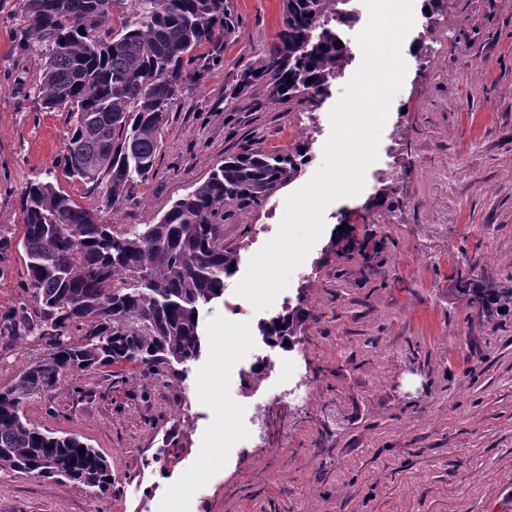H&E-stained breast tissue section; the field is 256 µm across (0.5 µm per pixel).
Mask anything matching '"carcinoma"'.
<instances>
[{"label": "carcinoma", "mask_w": 512, "mask_h": 512, "mask_svg": "<svg viewBox=\"0 0 512 512\" xmlns=\"http://www.w3.org/2000/svg\"><path fill=\"white\" fill-rule=\"evenodd\" d=\"M348 0H283V28L261 65L245 69L244 92L261 83L275 101L316 103L349 58L332 21L351 14ZM130 16L106 27L115 6ZM25 38L45 46L37 100L68 107L70 128L58 166L115 208L136 199L156 171L161 133L172 104L201 79L234 31L228 0H25ZM301 149L245 148L224 159L156 224L123 234L99 222L52 181L21 194L29 286L39 324L31 332L50 353L17 383L0 388V467L76 482L102 492L112 482L104 457L76 437H55L23 418L19 405L52 391L67 372L121 362L152 375L201 352L199 307L224 294L239 264L224 246V205L264 203L298 171ZM457 295L482 317L512 313V285L460 279ZM307 311L295 307L260 325L280 345ZM85 452L78 453L79 447Z\"/></svg>", "instance_id": "cac0c4a2"}]
</instances>
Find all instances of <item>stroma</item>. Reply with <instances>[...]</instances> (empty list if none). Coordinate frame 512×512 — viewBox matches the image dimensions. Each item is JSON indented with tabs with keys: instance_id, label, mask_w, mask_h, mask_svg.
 I'll list each match as a JSON object with an SVG mask.
<instances>
[{
	"instance_id": "35a3bbf8",
	"label": "stroma",
	"mask_w": 512,
	"mask_h": 512,
	"mask_svg": "<svg viewBox=\"0 0 512 512\" xmlns=\"http://www.w3.org/2000/svg\"><path fill=\"white\" fill-rule=\"evenodd\" d=\"M232 12L217 63L172 107L155 174L113 209L58 167L68 112L41 109L43 49L24 39L22 0H0V386L48 352L4 329L5 314L37 309L20 244L28 182L53 178L124 233L158 223L242 148L303 145L311 158L261 206H227L224 244L240 260L200 310L197 359L150 379L133 362L73 372L21 403L25 418L99 450L111 491L0 468V512H512V315L486 320L454 292L462 277L512 281V0H440L433 20L405 22L403 43L436 61L407 59L362 191L326 207L291 276L285 294L310 318L268 354L309 391L270 406L260 441L241 390L282 303L258 311L235 288L321 166L329 113L357 68L314 107L273 101L261 84L238 92L277 40L283 0H232ZM398 126L396 176L376 179Z\"/></svg>"
}]
</instances>
